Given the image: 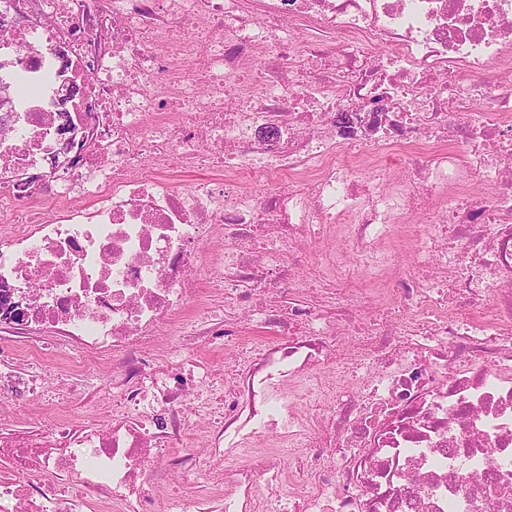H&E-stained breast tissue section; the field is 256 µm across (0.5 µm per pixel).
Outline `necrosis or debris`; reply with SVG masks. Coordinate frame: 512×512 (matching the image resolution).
Returning a JSON list of instances; mask_svg holds the SVG:
<instances>
[{"label": "necrosis or debris", "instance_id": "1", "mask_svg": "<svg viewBox=\"0 0 512 512\" xmlns=\"http://www.w3.org/2000/svg\"><path fill=\"white\" fill-rule=\"evenodd\" d=\"M18 75L0 512H512V0H0ZM74 84L90 135L52 170ZM219 336L223 372L181 350ZM47 343L108 424L5 417L73 397ZM77 357L68 350L50 348L31 359L34 368L45 376L49 387L61 378L70 379L77 386L76 396L65 402L57 401L51 394L45 399L30 400L20 410L10 413L15 421L23 424L30 419H39L51 424L60 417H69L75 422H82L88 416L94 420L107 419L112 411V395L97 393L98 376L92 370L79 371L75 367ZM87 401L92 407L90 413L83 407Z\"/></svg>", "mask_w": 512, "mask_h": 512}]
</instances>
